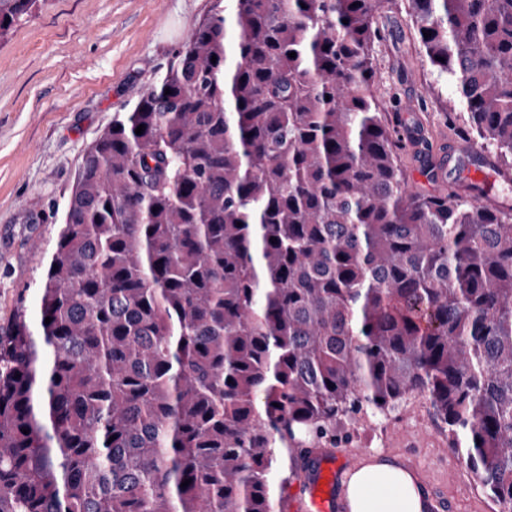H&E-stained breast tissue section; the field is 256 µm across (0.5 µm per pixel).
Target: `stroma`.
<instances>
[{
    "mask_svg": "<svg viewBox=\"0 0 512 512\" xmlns=\"http://www.w3.org/2000/svg\"><path fill=\"white\" fill-rule=\"evenodd\" d=\"M214 0H45L0 42V335L18 309L35 315L70 192L86 150L165 72ZM378 98L404 149L412 190L467 194L439 166L467 133L445 113L458 93L426 63L407 0L379 20ZM419 477L432 512H495L448 445L429 403L416 398L369 417L337 450L342 469L371 452Z\"/></svg>",
    "mask_w": 512,
    "mask_h": 512,
    "instance_id": "obj_1",
    "label": "stroma"
}]
</instances>
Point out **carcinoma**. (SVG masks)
<instances>
[{
	"instance_id": "cac0c4a2",
	"label": "carcinoma",
	"mask_w": 512,
	"mask_h": 512,
	"mask_svg": "<svg viewBox=\"0 0 512 512\" xmlns=\"http://www.w3.org/2000/svg\"><path fill=\"white\" fill-rule=\"evenodd\" d=\"M40 2L0 0V40ZM385 4L215 0L89 147L37 328L0 336V512H272L277 453L301 482L415 396L512 512V209L409 189ZM408 4L511 165L512 0Z\"/></svg>"
}]
</instances>
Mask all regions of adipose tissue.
<instances>
[{
	"label": "adipose tissue",
	"instance_id": "ef3b65f1",
	"mask_svg": "<svg viewBox=\"0 0 512 512\" xmlns=\"http://www.w3.org/2000/svg\"><path fill=\"white\" fill-rule=\"evenodd\" d=\"M345 500L349 512H430L415 474L376 454L348 473Z\"/></svg>",
	"mask_w": 512,
	"mask_h": 512
}]
</instances>
